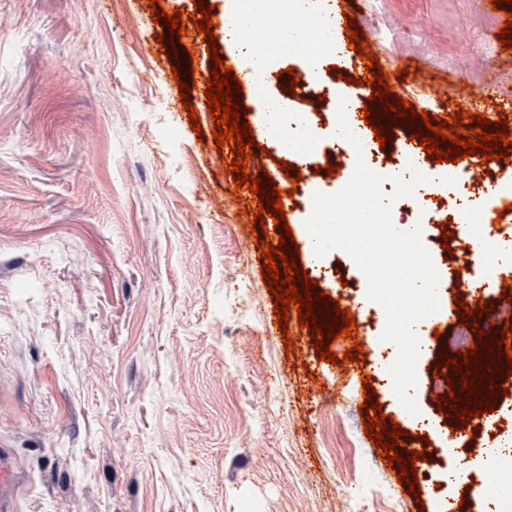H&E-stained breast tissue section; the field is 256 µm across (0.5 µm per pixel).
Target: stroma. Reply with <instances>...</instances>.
Wrapping results in <instances>:
<instances>
[{
	"instance_id": "35a3bbf8",
	"label": "stroma",
	"mask_w": 512,
	"mask_h": 512,
	"mask_svg": "<svg viewBox=\"0 0 512 512\" xmlns=\"http://www.w3.org/2000/svg\"><path fill=\"white\" fill-rule=\"evenodd\" d=\"M180 10L189 104L176 99L147 0H0V449L22 481L16 512H479L445 468L398 484L365 434L362 392L332 399L338 368L266 331L274 301L252 217L214 139L207 42ZM507 5L381 0L379 55L456 76L481 94L503 55ZM196 114L202 138L186 137ZM317 289L361 313L385 416L393 362L367 278ZM454 295L416 365L431 417L436 348L459 327Z\"/></svg>"
}]
</instances>
